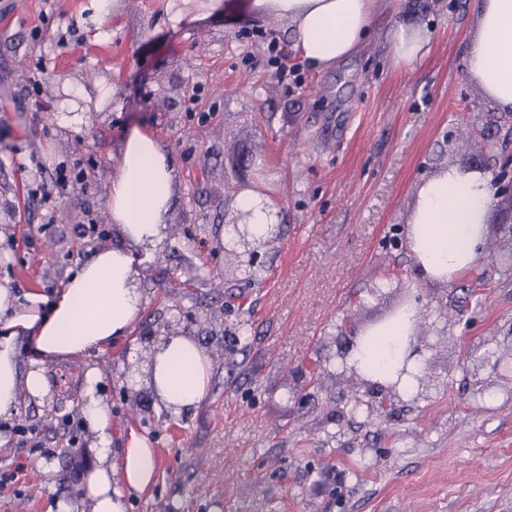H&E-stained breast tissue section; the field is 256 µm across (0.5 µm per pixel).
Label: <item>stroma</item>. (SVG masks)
I'll return each mask as SVG.
<instances>
[{"mask_svg": "<svg viewBox=\"0 0 512 512\" xmlns=\"http://www.w3.org/2000/svg\"><path fill=\"white\" fill-rule=\"evenodd\" d=\"M473 0H398L360 50L320 71L294 49L291 23L254 0L172 24L169 0H0V287L54 298L80 266L118 243L107 205L128 128L157 138L176 180L165 238L144 247L143 310L131 331L92 356L50 359L57 406L38 400L39 447L20 446L0 417V469L22 493L9 512H48L55 499L90 512L79 491L99 466L79 430L61 455L88 370L107 383L112 446L130 433L157 450L158 475L127 512H512V238L498 212L482 262L453 283L416 284L407 229L421 185L457 165L488 174L483 146L512 112L468 76ZM425 24L419 66L396 63L397 21ZM276 42L294 76L279 77ZM111 93H103V85ZM80 163L85 190L56 223L26 198L30 170ZM280 215L257 279L224 268V221L244 190ZM96 217L103 239L75 227ZM401 282L376 289L386 273ZM428 305L421 395L369 411L365 388L335 371L364 332L413 299ZM349 331H342V324ZM193 337L211 360L209 391L168 416L149 388H128L151 341Z\"/></svg>", "mask_w": 512, "mask_h": 512, "instance_id": "obj_1", "label": "stroma"}]
</instances>
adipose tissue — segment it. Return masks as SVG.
Segmentation results:
<instances>
[{
    "mask_svg": "<svg viewBox=\"0 0 512 512\" xmlns=\"http://www.w3.org/2000/svg\"><path fill=\"white\" fill-rule=\"evenodd\" d=\"M292 24L296 51L313 66L326 70L351 55L367 36L376 16L391 0H256ZM476 28L466 48L467 72L489 99L512 112V0H473ZM429 30L415 22H398L392 42L395 61L412 66L428 54ZM175 173L160 142L132 129L121 149L119 173L112 181L108 207L120 242L97 252L70 279L49 310L37 296L16 310L8 289H0V316L8 328L28 332L39 354L20 371L12 337L0 336V415L15 413L22 398L41 399L51 387L43 359L89 356L126 335L144 305L139 287L142 244L163 240L174 191ZM498 207L489 174L479 169L448 167L421 187L408 227V245L420 283L453 282L473 270L479 246ZM414 317L384 325L374 348L357 343L351 362L370 365L381 384L393 381L392 359L407 354ZM211 362L190 336L172 335L157 341L146 374H133L130 386L148 382L161 409L179 415L204 398ZM90 373L83 390L82 413L99 444L101 464L88 479L86 496L92 512H126V497L151 486L157 472V451L144 435H130L120 456L112 454L111 416Z\"/></svg>",
    "mask_w": 512,
    "mask_h": 512,
    "instance_id": "1",
    "label": "adipose tissue"
}]
</instances>
